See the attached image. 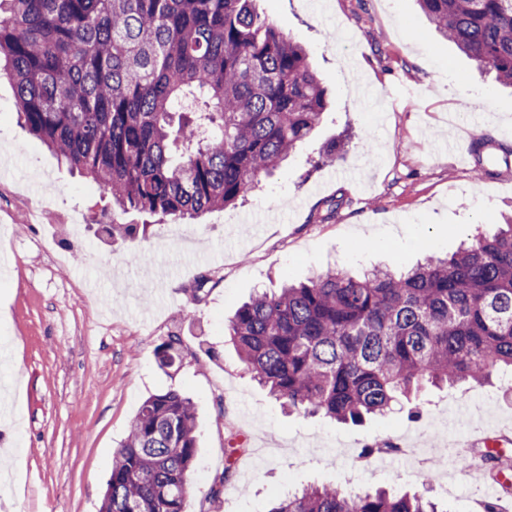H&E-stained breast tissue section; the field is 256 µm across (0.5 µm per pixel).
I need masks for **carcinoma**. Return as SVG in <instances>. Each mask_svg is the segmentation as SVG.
I'll return each mask as SVG.
<instances>
[{"instance_id": "carcinoma-1", "label": "carcinoma", "mask_w": 512, "mask_h": 512, "mask_svg": "<svg viewBox=\"0 0 512 512\" xmlns=\"http://www.w3.org/2000/svg\"><path fill=\"white\" fill-rule=\"evenodd\" d=\"M0 59L18 114L98 186L103 232L134 242L137 212L181 221L258 185L327 108L303 45L255 0H5ZM476 69L512 87V0H418ZM228 335L253 378L288 408L341 423L383 415L426 385L490 384L512 368V223L446 258L356 278L340 269L261 292ZM183 340L156 356L174 364ZM198 448L193 402L148 396L116 451L100 512H188ZM268 512H448L424 493L328 484Z\"/></svg>"}]
</instances>
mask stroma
<instances>
[{"label":"stroma","instance_id":"35a3bbf8","mask_svg":"<svg viewBox=\"0 0 512 512\" xmlns=\"http://www.w3.org/2000/svg\"><path fill=\"white\" fill-rule=\"evenodd\" d=\"M257 6L307 48L330 106L313 139L244 201L156 222L135 262L101 242L112 217L96 185L21 126L0 75V512H99L140 403L170 388L196 407L189 512H268L310 484L413 492L423 479L407 458L382 466L357 452L415 435L459 450L512 429V400L495 386L431 388L420 419L396 410L352 425L286 411L253 380L226 325L256 291L328 267L357 274L450 255L512 218V164L499 160L512 147V88L437 35L416 0ZM466 95L475 113L461 126L451 117ZM478 132L491 137L483 154L497 158L494 175L476 174L466 153ZM342 138L345 154L317 163L320 145ZM331 198L342 205L326 220ZM175 332L183 353L160 366L156 348ZM475 398L491 416L470 437H447L449 407ZM234 441L242 454L230 455Z\"/></svg>","mask_w":512,"mask_h":512}]
</instances>
